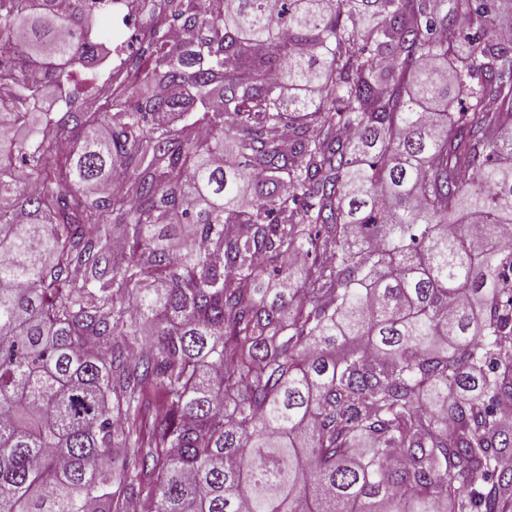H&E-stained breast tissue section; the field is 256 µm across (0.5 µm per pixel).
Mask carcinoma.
Here are the masks:
<instances>
[{
  "label": "carcinoma",
  "mask_w": 512,
  "mask_h": 512,
  "mask_svg": "<svg viewBox=\"0 0 512 512\" xmlns=\"http://www.w3.org/2000/svg\"><path fill=\"white\" fill-rule=\"evenodd\" d=\"M106 2L0 0V512H512V0H168L52 117Z\"/></svg>",
  "instance_id": "carcinoma-1"
}]
</instances>
